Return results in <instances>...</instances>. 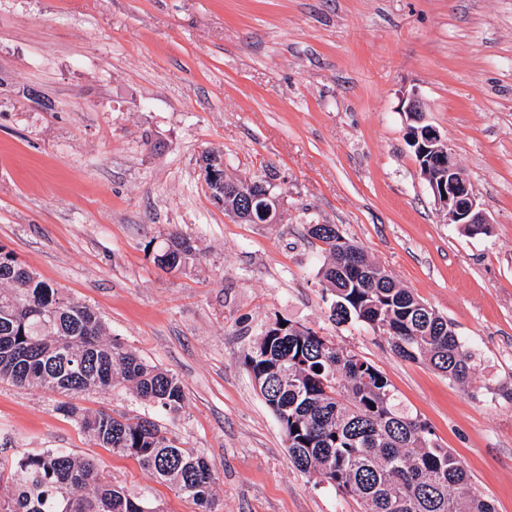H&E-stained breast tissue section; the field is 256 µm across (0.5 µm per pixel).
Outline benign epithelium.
I'll list each match as a JSON object with an SVG mask.
<instances>
[{
  "label": "benign epithelium",
  "instance_id": "1",
  "mask_svg": "<svg viewBox=\"0 0 512 512\" xmlns=\"http://www.w3.org/2000/svg\"><path fill=\"white\" fill-rule=\"evenodd\" d=\"M404 114L409 124L408 141L415 148L432 152L438 160L436 167L441 170L438 180L430 184L437 204L446 212L450 224H488L490 220L479 203L466 171L458 164L452 149L440 131L427 123L423 103L416 93L404 100ZM224 188L240 199V208L233 215L241 222L260 223V218L277 222L281 202L273 187L258 180H224Z\"/></svg>",
  "mask_w": 512,
  "mask_h": 512
}]
</instances>
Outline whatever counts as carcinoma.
Here are the masks:
<instances>
[{"mask_svg":"<svg viewBox=\"0 0 512 512\" xmlns=\"http://www.w3.org/2000/svg\"><path fill=\"white\" fill-rule=\"evenodd\" d=\"M326 262L319 275L335 297L338 321L352 317L386 336L394 352L470 384V355L453 324L369 261L334 224H311ZM176 269L193 254L190 239L168 245ZM246 364L284 431L292 466L355 497L364 512H496L471 491L467 469L432 427L405 412L372 364L311 328L274 322L254 341ZM0 380L70 396L132 390L171 413L184 403L180 380L105 338L99 313L62 295L0 247ZM95 445L136 458L163 482L199 502L212 496L206 456L147 417L80 413ZM12 496L0 512H165L103 476L95 460L65 448L18 449L0 457V483Z\"/></svg>","mask_w":512,"mask_h":512,"instance_id":"1","label":"carcinoma"}]
</instances>
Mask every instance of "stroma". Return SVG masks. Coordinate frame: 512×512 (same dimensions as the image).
Listing matches in <instances>:
<instances>
[{
  "label": "stroma",
  "instance_id": "obj_1",
  "mask_svg": "<svg viewBox=\"0 0 512 512\" xmlns=\"http://www.w3.org/2000/svg\"><path fill=\"white\" fill-rule=\"evenodd\" d=\"M417 92L491 220L449 223L406 141ZM266 178L274 224L225 212L203 151ZM336 225L452 323L462 386L335 321L307 228ZM196 254L157 257L172 233ZM0 246L170 371L176 414L116 388L82 412L152 419L207 457L212 504L95 447L65 397L0 380V449L65 448L165 512H361L297 471L246 365L276 320L363 357L512 512V0H0Z\"/></svg>",
  "mask_w": 512,
  "mask_h": 512
}]
</instances>
